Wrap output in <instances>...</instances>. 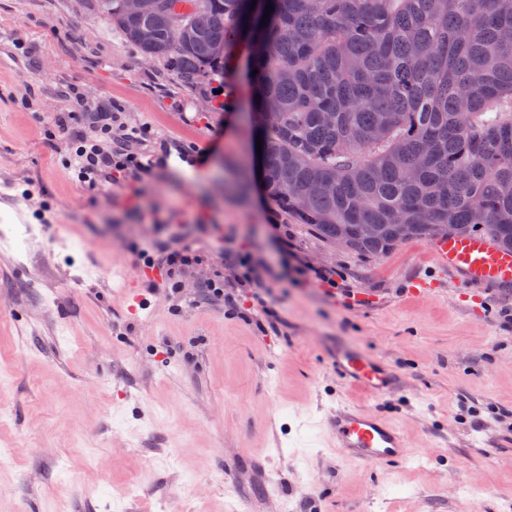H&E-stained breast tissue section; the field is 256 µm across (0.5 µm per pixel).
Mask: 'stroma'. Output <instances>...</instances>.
<instances>
[{"label": "stroma", "instance_id": "obj_1", "mask_svg": "<svg viewBox=\"0 0 512 512\" xmlns=\"http://www.w3.org/2000/svg\"><path fill=\"white\" fill-rule=\"evenodd\" d=\"M246 58L235 80L190 86L94 0H0V512H512V287L470 304L429 240L362 257L284 214L250 166ZM106 102L146 130L128 149L149 169L91 189L53 129ZM182 225L196 259L176 281L189 296L222 279L223 300L159 290L130 318L117 285L138 272L134 245ZM302 262L336 270L335 287ZM339 342L403 388L340 385ZM339 401L399 425L411 457L338 456L323 426Z\"/></svg>", "mask_w": 512, "mask_h": 512}]
</instances>
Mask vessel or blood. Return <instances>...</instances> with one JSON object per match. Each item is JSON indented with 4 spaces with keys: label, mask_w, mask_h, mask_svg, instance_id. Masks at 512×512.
Listing matches in <instances>:
<instances>
[{
    "label": "vessel or blood",
    "mask_w": 512,
    "mask_h": 512,
    "mask_svg": "<svg viewBox=\"0 0 512 512\" xmlns=\"http://www.w3.org/2000/svg\"><path fill=\"white\" fill-rule=\"evenodd\" d=\"M430 248L438 263L448 271L457 287L465 289L467 296L512 282V253L496 249L483 236L436 240L431 242ZM120 290L128 314L138 316L146 306L138 277H124ZM332 367L340 380L372 398L396 387L387 365L355 349L337 347ZM326 434L340 455L371 466L398 463L410 454L408 438L390 419L345 402L338 403L329 412Z\"/></svg>",
    "instance_id": "b4317fda"
}]
</instances>
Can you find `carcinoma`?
<instances>
[{
    "instance_id": "cac0c4a2",
    "label": "carcinoma",
    "mask_w": 512,
    "mask_h": 512,
    "mask_svg": "<svg viewBox=\"0 0 512 512\" xmlns=\"http://www.w3.org/2000/svg\"><path fill=\"white\" fill-rule=\"evenodd\" d=\"M97 4L189 84L224 74L248 46L255 109L280 114L263 133L265 189L324 241L374 257L401 243V224L410 238L452 224L512 251V0H148L138 14Z\"/></svg>"
}]
</instances>
